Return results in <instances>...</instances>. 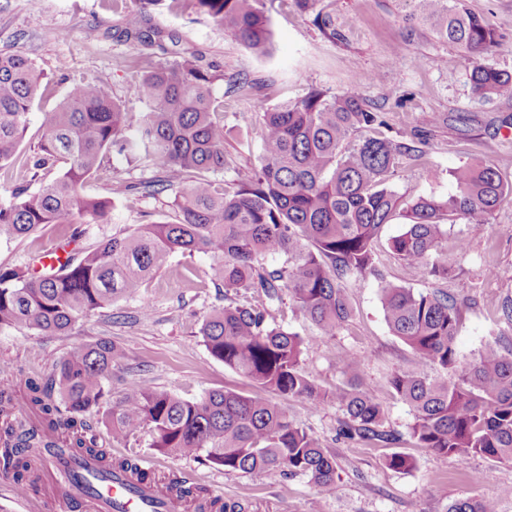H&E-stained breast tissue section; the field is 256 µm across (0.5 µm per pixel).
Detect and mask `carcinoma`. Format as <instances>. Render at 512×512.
<instances>
[{"mask_svg":"<svg viewBox=\"0 0 512 512\" xmlns=\"http://www.w3.org/2000/svg\"><path fill=\"white\" fill-rule=\"evenodd\" d=\"M197 3L247 49L267 52L264 0ZM408 19L454 46L455 55L440 63L469 64L477 96L512 98V74L480 62L500 46L499 35L467 0H414ZM125 24L128 35H145L142 15L126 16ZM215 79L188 60L149 66L136 86L148 111L137 117L123 110L105 84L74 81L47 115L39 152L23 160L20 145L42 88L41 74L28 57L0 53V179L21 172L11 200L0 202V234L25 237L62 224L60 239L78 241L82 231L68 224L70 217L103 221L112 208L109 198L81 193L111 152L131 161L146 157L163 172L151 193L180 189L175 222L122 229L92 249L68 255L54 273L0 266V327L67 336L80 319L118 297L138 294L174 253L206 252L216 257L212 279L225 291H252L269 300L285 291L319 335L334 336L352 315L344 281L378 274V234L396 215L403 214L408 224L389 240L390 252L422 277L439 279L448 275V267L430 258L446 235L445 222L483 224L512 194L493 165L476 161L452 172L455 191L446 198L397 195L390 179L418 147L386 135L384 120L356 88L332 95L313 91L267 110L260 171L226 190L206 177L226 164ZM55 167L57 174L45 177ZM273 254L285 256L283 266L265 265ZM380 303L391 332L416 355L414 370L389 378L393 394L413 412L409 433L416 445L461 461L480 455L512 462V352L505 355L488 345L470 360L461 357L456 348L460 310L437 291L386 283ZM200 334L211 356L257 386L314 407L336 404L344 416L337 436L395 443L394 433L384 429L378 392L363 384L320 391L301 367L303 339L270 321L266 310L216 308ZM124 358L112 341L80 343L56 361L50 379L13 378L12 388H0L3 465L25 467L18 458L21 449L56 456L83 449L109 468L149 478L133 458L108 460L88 434L84 414L104 406L117 442L145 430L150 447L162 454L202 452L232 472L280 467L292 477L308 478L324 494L335 490V458L277 403L229 390L189 401L140 381L112 400L105 380ZM16 388L25 390L38 420L15 414ZM386 465L407 471L415 460L393 452ZM447 512H499V497L457 499Z\"/></svg>","mask_w":512,"mask_h":512,"instance_id":"obj_1","label":"carcinoma"}]
</instances>
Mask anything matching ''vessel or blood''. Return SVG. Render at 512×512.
<instances>
[{
    "mask_svg": "<svg viewBox=\"0 0 512 512\" xmlns=\"http://www.w3.org/2000/svg\"><path fill=\"white\" fill-rule=\"evenodd\" d=\"M42 467L54 477V499L80 512H184V499L173 491L130 472L105 475L102 462L83 452L45 458Z\"/></svg>",
    "mask_w": 512,
    "mask_h": 512,
    "instance_id": "b4317fda",
    "label": "vessel or blood"
}]
</instances>
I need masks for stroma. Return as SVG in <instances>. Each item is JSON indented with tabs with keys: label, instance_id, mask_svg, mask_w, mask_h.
I'll return each instance as SVG.
<instances>
[{
	"label": "stroma",
	"instance_id": "obj_1",
	"mask_svg": "<svg viewBox=\"0 0 512 512\" xmlns=\"http://www.w3.org/2000/svg\"><path fill=\"white\" fill-rule=\"evenodd\" d=\"M264 3L271 44L259 56L202 13L196 0H0V51L24 53L48 87L30 107L21 153H37L45 116L72 80L104 83L116 102L137 114L147 109L135 92L144 67L189 59L217 77L214 97L223 106L226 165L214 178L226 189L261 166L264 112L315 89L336 94L356 84L387 123L389 135L412 140L419 148L418 155L403 160L390 182L399 195L448 196L455 189L452 171L474 159L492 163L512 184V99L477 98L468 68L441 65L451 46L438 42L427 27L406 22L407 0H318L305 14L293 0ZM469 6L500 35V48L485 57V64L512 73V0H469ZM130 13L145 15L148 38L126 35L124 19ZM368 73L375 81L366 85L362 78ZM162 177L149 160L130 163L107 155L83 191L111 198L112 211L102 223L72 217V224L83 231L79 248L98 245L119 229L176 221L173 191L142 194L134 202L111 192L119 181L152 183ZM405 224L399 215L381 230L377 254L382 278L346 282L353 315L337 335H319L289 299L268 304L271 321L304 338L303 369L319 389L344 385L348 377L343 360L360 355V376L378 389L386 428L400 435L389 448L343 442L336 438L342 417L336 407L323 404L313 410L301 400L279 397L289 418L311 430L335 456L333 494H320L307 478L285 475L279 468L244 474L224 471L202 454L166 456L150 448L145 433L114 442L96 411L85 415L91 434L112 459L135 457L141 465L153 466L159 485H166L177 471L212 497L240 503L244 512H447L455 499L512 487V462L475 456L462 463L416 446L408 434L412 413L387 383L396 370L414 369L415 355L392 334L380 303L386 281L438 290L460 306L456 347L462 356L471 357L490 344H512V326L500 318L502 303L512 300V196L488 223L460 220L449 228L437 254L448 265L444 279H424L390 253L389 238ZM58 237L55 226L22 239L2 234L0 266H27L32 255ZM461 237L467 242L462 256L455 247ZM213 263L206 253L175 254L139 294L98 310L67 336L0 328V376L8 372L23 379L47 378L70 346L106 338L126 353L105 382L111 395L141 380L186 400L224 389L267 397V390L214 359L203 343L200 328L213 308L264 303L249 292L228 294L215 287L210 279ZM490 267L496 271L491 278L485 274ZM393 451L413 456L415 469L388 468L385 460ZM476 472L485 474L484 483L472 481Z\"/></svg>",
	"mask_w": 512,
	"mask_h": 512
}]
</instances>
